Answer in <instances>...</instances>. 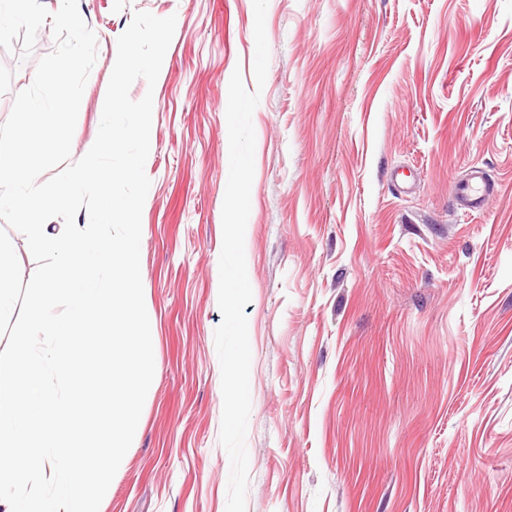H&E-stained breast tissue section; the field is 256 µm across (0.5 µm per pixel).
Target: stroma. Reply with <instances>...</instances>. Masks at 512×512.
<instances>
[{
  "instance_id": "35a3bbf8",
  "label": "stroma",
  "mask_w": 512,
  "mask_h": 512,
  "mask_svg": "<svg viewBox=\"0 0 512 512\" xmlns=\"http://www.w3.org/2000/svg\"><path fill=\"white\" fill-rule=\"evenodd\" d=\"M97 39L72 159L133 12L175 16L140 268L155 372L102 512H225L215 330L228 85L253 0H78ZM244 308L247 512H512V0H268ZM55 46L0 75V123ZM485 168L479 213L454 192Z\"/></svg>"
}]
</instances>
